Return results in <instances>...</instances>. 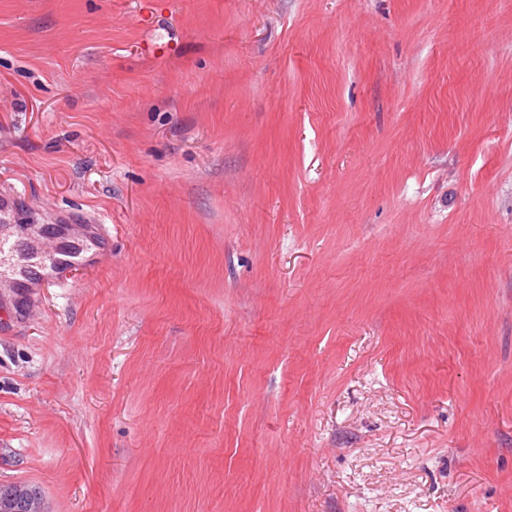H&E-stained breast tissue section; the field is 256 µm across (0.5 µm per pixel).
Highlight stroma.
Here are the masks:
<instances>
[{"label":"stroma","mask_w":512,"mask_h":512,"mask_svg":"<svg viewBox=\"0 0 512 512\" xmlns=\"http://www.w3.org/2000/svg\"><path fill=\"white\" fill-rule=\"evenodd\" d=\"M0 485L45 512H512V0H0ZM0 225V276L1 273L11 272L15 288H30L45 275L34 268L30 262L14 261L19 248V240L25 234L24 224H9L14 228L12 235H4ZM3 269V270H2ZM66 234L64 226H57L34 242L32 258H38V262L34 263L35 266L42 270L49 268L55 271L59 268L82 264L83 248L78 244V247L66 250L63 246L66 242Z\"/></svg>","instance_id":"1"}]
</instances>
